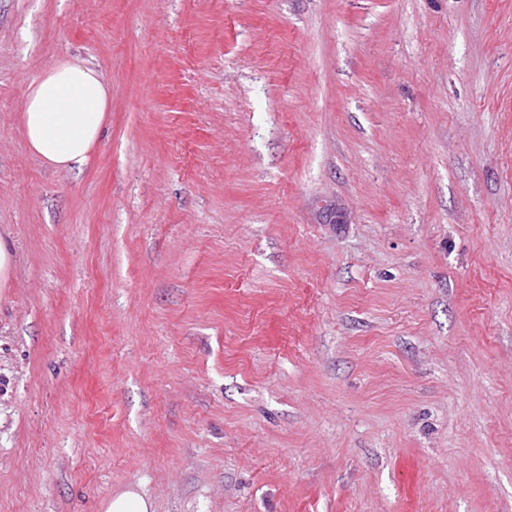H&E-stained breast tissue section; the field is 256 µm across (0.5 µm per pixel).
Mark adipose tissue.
I'll return each mask as SVG.
<instances>
[{"mask_svg":"<svg viewBox=\"0 0 512 512\" xmlns=\"http://www.w3.org/2000/svg\"><path fill=\"white\" fill-rule=\"evenodd\" d=\"M110 110L109 86L91 66L60 59L31 84L20 126L33 154L58 170L83 167Z\"/></svg>","mask_w":512,"mask_h":512,"instance_id":"adipose-tissue-1","label":"adipose tissue"}]
</instances>
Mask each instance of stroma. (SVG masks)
<instances>
[{
	"label": "stroma",
	"instance_id": "obj_1",
	"mask_svg": "<svg viewBox=\"0 0 512 512\" xmlns=\"http://www.w3.org/2000/svg\"><path fill=\"white\" fill-rule=\"evenodd\" d=\"M0 241V512H512V0H0ZM110 111L109 86L86 63L60 59L30 85L20 126L33 154L58 170L83 167ZM99 510L101 512H155L153 501L133 487L119 491L104 500Z\"/></svg>",
	"mask_w": 512,
	"mask_h": 512
}]
</instances>
